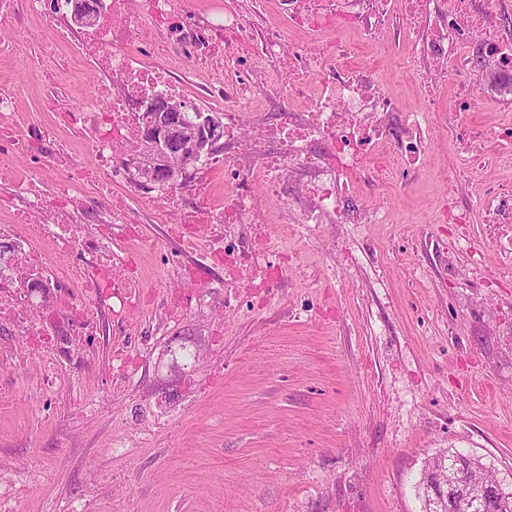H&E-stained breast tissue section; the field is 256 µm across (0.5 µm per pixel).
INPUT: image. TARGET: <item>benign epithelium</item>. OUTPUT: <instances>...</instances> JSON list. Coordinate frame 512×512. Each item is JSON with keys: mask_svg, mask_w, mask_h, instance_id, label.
<instances>
[{"mask_svg": "<svg viewBox=\"0 0 512 512\" xmlns=\"http://www.w3.org/2000/svg\"><path fill=\"white\" fill-rule=\"evenodd\" d=\"M140 110L151 113V118L142 132L143 157L133 165V175L144 186L154 184L153 174L157 166L168 169L175 179H189L195 169L196 159L210 152L224 136L221 121L210 114L200 113L197 122L190 127L183 126L181 115L191 111V106L184 101L168 99L161 106L151 98L144 97L137 102ZM178 140L183 144L182 150L174 155L168 144ZM501 487L499 480L489 484L473 481L468 474L448 465V481H436L433 484V497L445 501L448 512H457L462 501L469 498L485 501Z\"/></svg>", "mask_w": 512, "mask_h": 512, "instance_id": "obj_1", "label": "benign epithelium"}]
</instances>
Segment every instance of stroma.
<instances>
[{"label":"stroma","instance_id":"1","mask_svg":"<svg viewBox=\"0 0 512 512\" xmlns=\"http://www.w3.org/2000/svg\"><path fill=\"white\" fill-rule=\"evenodd\" d=\"M403 107L421 94L398 59L363 50ZM470 121L512 122L491 75ZM404 184L357 186L354 204L387 199L386 224L267 227L285 283L260 307L190 311L149 331L123 392L112 389L111 320L73 340L47 314L50 349L67 348L52 387L42 362H17L22 331L0 320V512H423L426 461L450 448L512 486V284L479 217L465 237L438 221L448 196L512 182L495 147L452 192L457 160L438 129ZM136 233L168 227L150 195ZM138 447L123 448L127 434Z\"/></svg>","mask_w":512,"mask_h":512}]
</instances>
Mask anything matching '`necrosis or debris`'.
<instances>
[{"label": "necrosis or debris", "instance_id": "4bbe7bcc", "mask_svg": "<svg viewBox=\"0 0 512 512\" xmlns=\"http://www.w3.org/2000/svg\"><path fill=\"white\" fill-rule=\"evenodd\" d=\"M91 23L73 25L71 0H0V67L26 54L42 88L38 111L20 114L19 96L0 81V318L21 325L40 352L42 332L26 295H50L75 318L79 335L111 317L121 337L112 348V376L123 382L136 364L131 337L143 335L147 310L136 253L117 256L108 236L88 225L130 228L138 186L129 175L127 144L148 122L135 107L145 93L181 97L190 72H202L194 105L224 113V150L206 167L224 176V202L213 204L209 182L195 193L199 212L177 210V189L156 193L164 223L189 224L177 243H152L156 267L182 279L181 255L223 237L209 260L220 263L226 295L269 297L284 280L269 260L258 197L289 205L290 224H384L386 206L346 204L351 182L380 190L402 179L428 151L424 132L439 125L460 143L452 178L479 167L486 142L512 164V124L479 130L467 117L473 85L487 68L512 81V0H238L220 8L207 0H95ZM46 22L51 45L94 79L81 109L69 107L45 53L27 39L31 22ZM362 48L402 53L424 87L420 108L401 110L383 81L355 65ZM449 102L438 91L449 75ZM310 109L298 112L294 102ZM111 116L112 131L90 140L88 156L57 152L62 131L79 134ZM24 164H15L16 156ZM499 247L501 276L512 277V183H485L472 194ZM77 253L71 263L57 256ZM248 280L240 290V280ZM118 307L103 310L106 298Z\"/></svg>", "mask_w": 512, "mask_h": 512}]
</instances>
